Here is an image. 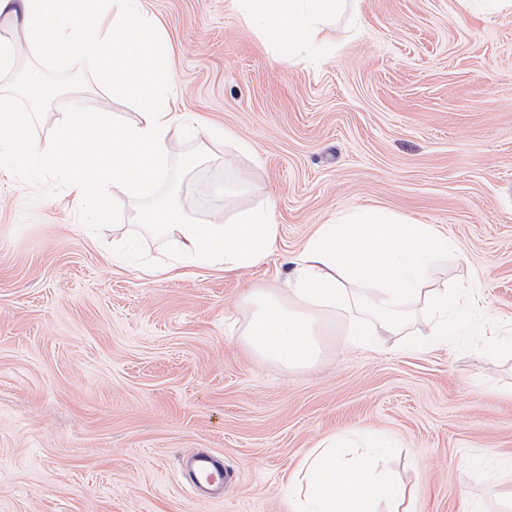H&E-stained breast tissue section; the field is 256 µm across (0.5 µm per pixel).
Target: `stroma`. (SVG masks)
I'll list each match as a JSON object with an SVG mask.
<instances>
[{"instance_id":"obj_1","label":"stroma","mask_w":512,"mask_h":512,"mask_svg":"<svg viewBox=\"0 0 512 512\" xmlns=\"http://www.w3.org/2000/svg\"><path fill=\"white\" fill-rule=\"evenodd\" d=\"M173 47L178 109L214 139L169 164L191 219L214 188L247 181L280 238L244 272L177 280L112 259V224H88L60 179L0 178V512H289L286 476L322 438L382 431L377 466L420 488L416 512L488 496L512 455V10L486 0H347L324 48L283 62L229 0H145ZM88 112L137 119L89 75L47 65ZM233 168L182 166L205 152ZM434 225L455 244L438 287L477 291L487 333L426 351L406 337L347 344L337 319L318 363L287 370L242 339V296L268 287L314 230L353 208ZM224 457V491L195 499L181 464Z\"/></svg>"}]
</instances>
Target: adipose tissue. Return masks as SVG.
Masks as SVG:
<instances>
[{"mask_svg": "<svg viewBox=\"0 0 512 512\" xmlns=\"http://www.w3.org/2000/svg\"><path fill=\"white\" fill-rule=\"evenodd\" d=\"M258 18L265 38L285 62L296 48L322 46L345 0H231ZM0 16L14 34L0 35V77L19 58H32L27 94L44 96L42 64L100 78L113 93L131 99L138 118L83 111L78 98L60 100L48 141L29 134L30 111L0 95V175L32 171L63 176V191L76 212L98 222L108 212L115 186L145 198L134 210L132 229L162 236L170 256L143 267L154 279H180L199 270L239 272L274 251L280 228L268 203H241L246 184L221 186L223 211L202 224L172 217L182 183L169 179L177 143L208 136L199 115L176 112L167 39L144 0H0ZM451 247L430 224H416L384 210L361 207L318 225L272 288H253L242 304L250 318L243 339L256 356L284 369H309L319 360L329 320L349 321L348 341L371 348L382 337L416 328L419 350L457 340L463 328L482 332L476 295L467 300L433 285L438 260ZM367 291L373 325L359 318L358 293ZM291 512H412L415 489L378 474L373 462L336 437L310 449L288 477Z\"/></svg>", "mask_w": 512, "mask_h": 512, "instance_id": "obj_1", "label": "adipose tissue"}]
</instances>
